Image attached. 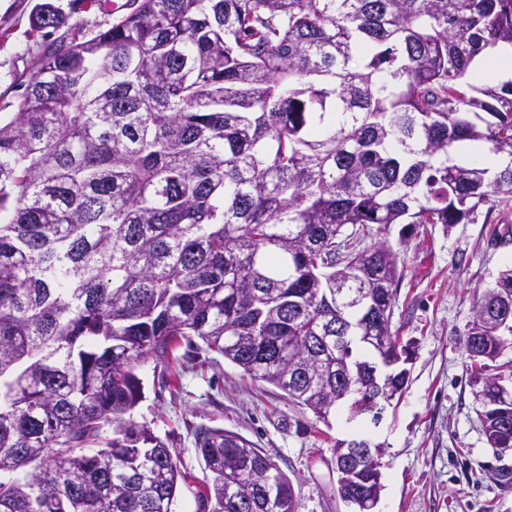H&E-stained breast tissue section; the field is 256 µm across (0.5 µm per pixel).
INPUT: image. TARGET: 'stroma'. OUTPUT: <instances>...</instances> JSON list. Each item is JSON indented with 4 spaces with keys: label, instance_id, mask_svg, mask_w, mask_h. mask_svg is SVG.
<instances>
[{
    "label": "stroma",
    "instance_id": "stroma-1",
    "mask_svg": "<svg viewBox=\"0 0 512 512\" xmlns=\"http://www.w3.org/2000/svg\"><path fill=\"white\" fill-rule=\"evenodd\" d=\"M41 0H0V115L14 112L42 33ZM68 24L94 36L118 18L98 0H52ZM388 242L404 269L391 331L409 348L399 400L366 431L380 447L382 490L376 512H512V449L492 447L480 421L464 334L476 299L512 263V209L481 208L474 221L392 224ZM135 373L143 395L135 422L158 436L187 476L177 502L194 512L203 477L196 434L221 429L260 448L292 480L299 512H351L332 472L337 441L358 434L345 414L321 422L273 385L250 379L201 340L180 344L168 364L148 355Z\"/></svg>",
    "mask_w": 512,
    "mask_h": 512
}]
</instances>
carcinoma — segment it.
<instances>
[{"instance_id":"carcinoma-1","label":"carcinoma","mask_w":512,"mask_h":512,"mask_svg":"<svg viewBox=\"0 0 512 512\" xmlns=\"http://www.w3.org/2000/svg\"><path fill=\"white\" fill-rule=\"evenodd\" d=\"M36 23L64 20L47 0ZM501 43L512 0H140L42 44L0 119V512H174L184 475L129 414L137 363L194 336L327 421L353 345L398 347L400 257L372 226L512 201V74L473 70ZM465 141L499 163L459 162ZM493 288L512 300V266ZM489 295L467 352L512 346ZM492 361L476 397L512 448ZM197 440L196 512H298L248 441Z\"/></svg>"}]
</instances>
